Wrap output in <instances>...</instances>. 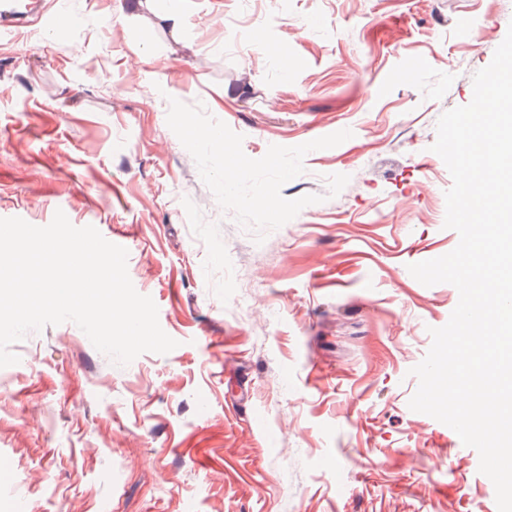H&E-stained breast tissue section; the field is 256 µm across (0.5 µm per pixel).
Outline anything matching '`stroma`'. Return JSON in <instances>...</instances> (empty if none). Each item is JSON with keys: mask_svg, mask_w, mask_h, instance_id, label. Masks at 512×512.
Listing matches in <instances>:
<instances>
[{"mask_svg": "<svg viewBox=\"0 0 512 512\" xmlns=\"http://www.w3.org/2000/svg\"><path fill=\"white\" fill-rule=\"evenodd\" d=\"M41 2L70 26L0 34V218L60 210L126 248L178 345L119 366L71 322L12 344L0 512H498L477 451L409 407L459 294L408 267L459 241L431 146L512 0H183L175 31L168 0ZM172 97L253 159L352 136L305 156L281 193L322 202L259 244L168 127Z\"/></svg>", "mask_w": 512, "mask_h": 512, "instance_id": "obj_1", "label": "stroma"}]
</instances>
